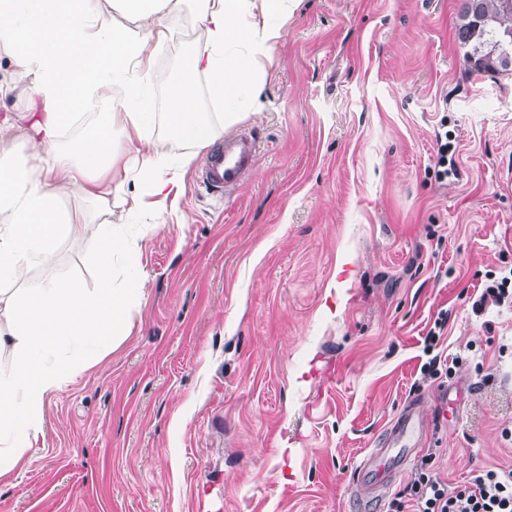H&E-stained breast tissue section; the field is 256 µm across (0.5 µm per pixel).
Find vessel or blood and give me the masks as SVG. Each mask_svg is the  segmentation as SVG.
Wrapping results in <instances>:
<instances>
[{
    "instance_id": "b4317fda",
    "label": "vessel or blood",
    "mask_w": 512,
    "mask_h": 512,
    "mask_svg": "<svg viewBox=\"0 0 512 512\" xmlns=\"http://www.w3.org/2000/svg\"><path fill=\"white\" fill-rule=\"evenodd\" d=\"M257 150L258 142L252 133L225 137L212 149L198 175L201 187L210 194L240 187L255 162ZM427 428L428 418L419 407L399 414L388 429L384 451H370L357 465L355 495L371 504L381 501L393 474L405 470L422 447Z\"/></svg>"
}]
</instances>
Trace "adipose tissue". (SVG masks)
<instances>
[{"label":"adipose tissue","mask_w":512,"mask_h":512,"mask_svg":"<svg viewBox=\"0 0 512 512\" xmlns=\"http://www.w3.org/2000/svg\"><path fill=\"white\" fill-rule=\"evenodd\" d=\"M184 2L112 0L113 9L138 21L131 29L111 24L96 0H0V53L30 85L23 117L33 141L20 161L0 159V349L17 357L0 368V476L15 470L42 434L47 397L77 376L82 357L104 356L141 298L137 252L113 234L108 203L129 184L142 197L165 198L177 187L169 175L176 159L144 135L154 120L150 85L168 87L166 126L173 142L190 145L177 159L189 165L220 129L199 110L196 76L206 78L225 111H236L256 93L279 37L269 18L282 12L284 0H200L204 41L184 59L181 78H168L155 70L153 58L172 37ZM105 90L111 93L106 124L62 145L66 128ZM116 123L132 157L119 178L111 174ZM66 191L80 193L92 207L99 267L94 288L64 277L57 266L63 239L83 230L59 206ZM117 256L127 274L116 285ZM33 266L44 278L15 287Z\"/></svg>","instance_id":"obj_1"}]
</instances>
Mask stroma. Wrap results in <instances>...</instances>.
I'll return each mask as SVG.
<instances>
[{"label":"stroma","instance_id":"1","mask_svg":"<svg viewBox=\"0 0 512 512\" xmlns=\"http://www.w3.org/2000/svg\"><path fill=\"white\" fill-rule=\"evenodd\" d=\"M460 0H286L257 96L224 121L261 151L244 184L112 200L142 299L126 336L46 400L0 512H362L359 460L409 403L433 471L512 468V74L470 73ZM197 0L155 67L203 40ZM455 168L437 180V141ZM96 238L61 268L97 283ZM455 364L425 377L424 338ZM508 276H504L501 278L500 283L487 285L484 289V292L481 294L480 299L475 301L473 308L481 309L488 300L494 301L497 304H500L502 301H505V298L509 296V284L512 283V271L509 272Z\"/></svg>","mask_w":512,"mask_h":512}]
</instances>
